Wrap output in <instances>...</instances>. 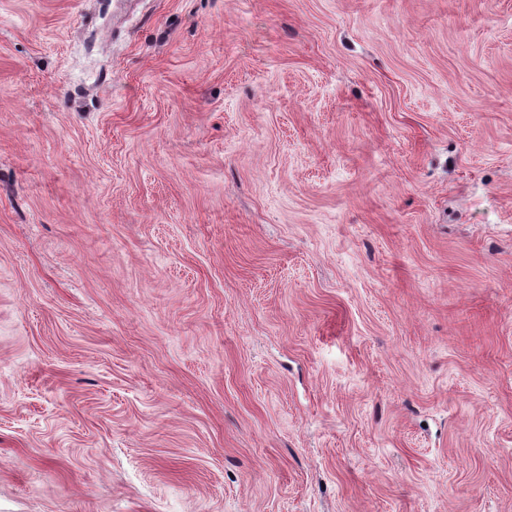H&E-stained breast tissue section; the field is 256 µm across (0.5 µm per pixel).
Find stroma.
<instances>
[{"label":"stroma","instance_id":"stroma-1","mask_svg":"<svg viewBox=\"0 0 512 512\" xmlns=\"http://www.w3.org/2000/svg\"><path fill=\"white\" fill-rule=\"evenodd\" d=\"M0 512H512V0H0Z\"/></svg>","mask_w":512,"mask_h":512}]
</instances>
